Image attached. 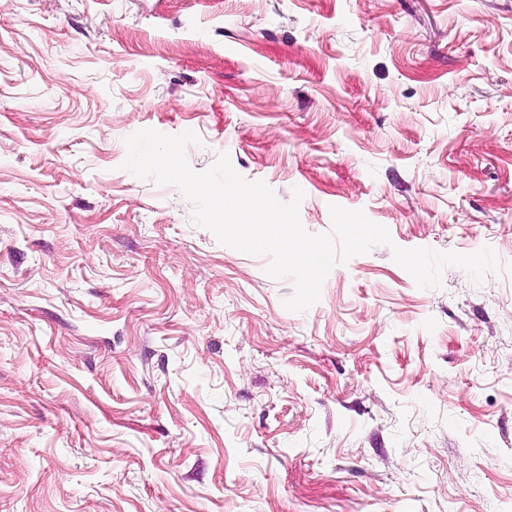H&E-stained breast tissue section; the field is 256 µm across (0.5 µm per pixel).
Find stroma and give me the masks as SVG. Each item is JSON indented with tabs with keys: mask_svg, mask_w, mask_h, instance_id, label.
<instances>
[{
	"mask_svg": "<svg viewBox=\"0 0 512 512\" xmlns=\"http://www.w3.org/2000/svg\"><path fill=\"white\" fill-rule=\"evenodd\" d=\"M147 128L392 243L289 311ZM0 512H512V0H0Z\"/></svg>",
	"mask_w": 512,
	"mask_h": 512,
	"instance_id": "35a3bbf8",
	"label": "stroma"
}]
</instances>
